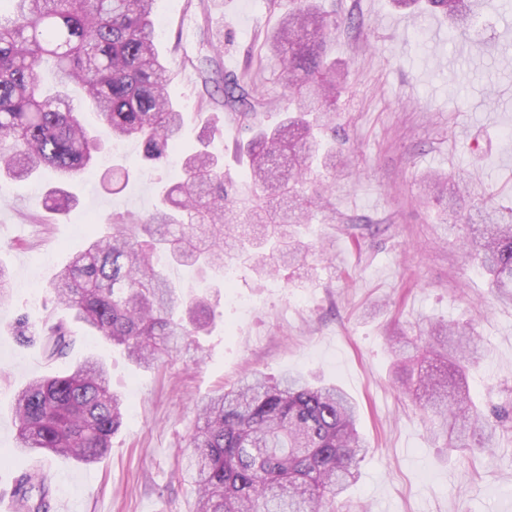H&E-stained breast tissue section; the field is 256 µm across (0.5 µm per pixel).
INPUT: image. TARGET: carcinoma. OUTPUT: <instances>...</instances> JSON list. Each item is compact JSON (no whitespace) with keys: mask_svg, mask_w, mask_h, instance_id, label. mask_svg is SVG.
<instances>
[{"mask_svg":"<svg viewBox=\"0 0 512 512\" xmlns=\"http://www.w3.org/2000/svg\"><path fill=\"white\" fill-rule=\"evenodd\" d=\"M0 17V178L25 181L48 171L71 183L92 171L102 137L84 111L97 114L116 140L136 139L141 161L160 166L178 148L183 112L169 95L177 64L158 50L154 0H4ZM420 7L467 29L474 0H394ZM285 9L265 39L259 69L280 63L288 107L273 126L259 120L253 75L221 77L224 106L250 134L249 181L241 186L209 150L211 139L187 154L161 204L143 218L121 214L91 231L87 247L46 286L54 303L129 358L157 368L214 323L206 297L185 298L163 260L215 276L239 266L272 274L306 263L322 245L303 240L309 212L329 202L336 181V147L322 134L336 131L331 106L342 87L341 68L326 52L336 22L314 0H272ZM53 62L55 88L41 83ZM448 199L467 184L440 174L426 180ZM51 209L74 205L69 191L47 193ZM465 252L490 287L512 298V221L486 215ZM441 352L422 331L390 337L393 354L409 367L404 392L420 407L431 437L464 452L469 439L492 437L472 399L466 373L480 339L466 325L437 324ZM73 340L63 322L44 329L48 358L66 354ZM123 402L107 370L89 358L63 376L40 377L14 398L16 449L93 464L122 425ZM356 402L336 385L313 386L300 374L279 382L253 375L197 405L185 467L170 480L196 486L192 512H350L347 492L371 448L356 428ZM21 512H49L50 489L38 472L14 489Z\"/></svg>","mask_w":512,"mask_h":512,"instance_id":"1","label":"carcinoma"}]
</instances>
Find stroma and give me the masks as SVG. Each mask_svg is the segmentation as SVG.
Masks as SVG:
<instances>
[{
	"label": "stroma",
	"mask_w": 512,
	"mask_h": 512,
	"mask_svg": "<svg viewBox=\"0 0 512 512\" xmlns=\"http://www.w3.org/2000/svg\"><path fill=\"white\" fill-rule=\"evenodd\" d=\"M322 4L338 24L329 56L347 74L336 101V160L345 174L310 226L311 238L330 250L313 275L284 269L260 282L242 268L229 289L213 275L169 267L184 294L217 305L209 332L195 338L197 360L137 367L49 295L36 304L28 297L85 249L80 220L107 224L117 214H147L176 169L139 171L113 193L108 157L134 162L141 146L104 142L103 163L73 185L78 204L66 216L42 205L52 176L0 186V263L13 283L12 299L0 304V491L38 471L52 504L71 512H191V485L169 483L168 474L187 451L195 404L256 370L332 382L359 403V426L373 447L349 494L359 512H512V426L501 427L496 446L463 454L429 439L422 413L394 382L387 345L399 327L470 324L484 342L469 371L470 391L512 409V302L491 292L462 250L483 198L512 214V8L481 0L479 26L463 37L447 20L396 10L392 0ZM155 15L162 52L179 61L171 95L189 114L180 152L197 146L206 119L221 113L224 133L212 148L226 169L247 178L249 160L235 150L246 133L182 59L216 53L226 72L243 71L277 29L280 9L270 0H156ZM430 171L468 180V196L451 205L426 198L422 177ZM22 317L32 334L48 318L70 321L68 354L51 361L40 345L19 342ZM91 355L106 363L124 399L111 450L92 465L16 451L15 393Z\"/></svg>",
	"instance_id": "35a3bbf8"
}]
</instances>
